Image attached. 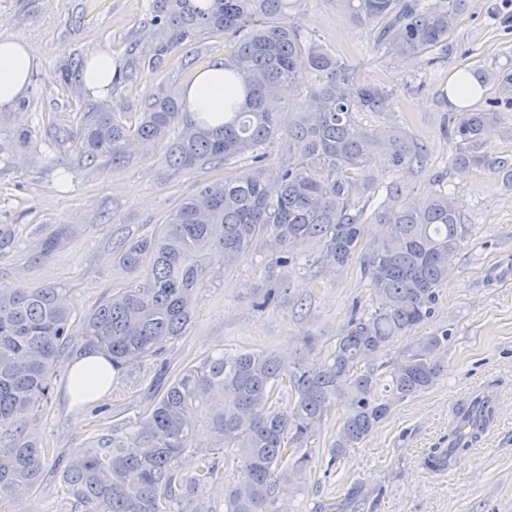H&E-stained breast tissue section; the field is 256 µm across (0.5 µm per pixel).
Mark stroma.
I'll return each instance as SVG.
<instances>
[{"label": "stroma", "instance_id": "stroma-1", "mask_svg": "<svg viewBox=\"0 0 512 512\" xmlns=\"http://www.w3.org/2000/svg\"><path fill=\"white\" fill-rule=\"evenodd\" d=\"M152 0H0V36L20 35L38 50L26 94L0 112V287L56 286L81 318L129 285L119 263L130 243L154 235L175 205L219 169L173 173L159 148H139L124 163L92 160L75 147L82 117L113 108L136 119L156 95L182 93L190 77L229 53L220 38L193 36L157 53ZM293 14L308 38L355 67L359 80L384 83L394 94L389 115H362L364 125L395 126L424 144L422 172L401 180L404 197L423 199L437 185L455 195L471 233L454 257L429 321L395 342L394 353L419 338L448 331L444 368L428 390L391 398L378 427L338 460L329 452L348 410L337 405L312 443L315 458L300 479L277 496V512H512V183L456 168L444 134L452 107L448 73L456 67L512 75V23L501 0H466L453 48L436 62L394 60L375 50L337 0H296ZM107 48L130 64L134 78L99 97L80 81L64 85L61 67ZM321 246L299 250L296 266L254 244L197 295L187 336L158 356L114 376L107 394L72 410L65 396L67 366L52 379L49 398L30 415L29 430L50 451L68 457L95 437L132 430L156 394L184 366L211 355L273 351L309 364L326 355L344 330L353 304L373 307L359 261L344 268L319 263ZM275 300L258 303L266 294ZM491 394L500 410L475 450L458 456L446 477L424 464L429 449L448 445L451 414L475 394ZM58 479L0 501V512H61Z\"/></svg>", "mask_w": 512, "mask_h": 512}]
</instances>
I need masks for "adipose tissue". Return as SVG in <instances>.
<instances>
[{
    "mask_svg": "<svg viewBox=\"0 0 512 512\" xmlns=\"http://www.w3.org/2000/svg\"><path fill=\"white\" fill-rule=\"evenodd\" d=\"M38 52L25 38L0 36V108L6 109L23 97L36 68ZM191 113L224 110V66L215 64L201 70L184 89Z\"/></svg>",
    "mask_w": 512,
    "mask_h": 512,
    "instance_id": "1",
    "label": "adipose tissue"
}]
</instances>
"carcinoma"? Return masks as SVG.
<instances>
[{
	"mask_svg": "<svg viewBox=\"0 0 512 512\" xmlns=\"http://www.w3.org/2000/svg\"><path fill=\"white\" fill-rule=\"evenodd\" d=\"M294 0H154L153 25L168 45L196 33L230 43L224 58V123L193 120L172 94L148 100L136 121L103 109L84 114L79 150L88 157L126 159L132 145H164L175 172L224 168L184 197L155 235L127 246L120 262L138 277L85 315L80 324L62 289L0 288V500L59 477L66 512H276L275 490L312 463L315 439L339 403L348 415L329 463L360 444L387 415L378 391L406 397L429 389L441 370L448 334L431 333L391 362L376 360L431 317L452 258L467 236L456 199L439 191L406 199L401 178L424 168V145L394 127L369 129L365 112L392 111V91L360 81L355 69L314 43L293 22ZM367 31L375 48L394 58L446 56L465 0H337ZM315 75L318 81L310 82ZM305 92L304 111L282 119L284 90ZM500 100L453 114L446 130L451 162L512 181V157L494 156L488 136L500 124ZM180 127L176 139L170 129ZM288 139V162L264 164L274 139ZM387 151L393 177L372 212L376 189L371 156ZM250 163L241 169L240 160ZM374 240L364 249L366 225ZM264 240L278 262L295 265L296 249L317 241L320 259L338 268L355 256L378 306L354 311L326 355L311 365L273 352L233 359L208 357L181 369L151 402L134 430L100 435L48 467L50 449L27 432V418L45 398L73 332L81 351H97L112 371L163 350L185 336L210 264L228 270L254 242ZM470 432L451 425L448 447L433 448L427 464L445 466L470 450L494 420L489 401L462 409ZM204 425L213 447L231 450L239 478L220 504L206 497L221 478L220 460L191 447Z\"/></svg>",
	"mask_w": 512,
	"mask_h": 512,
	"instance_id": "cac0c4a2",
	"label": "carcinoma"
}]
</instances>
